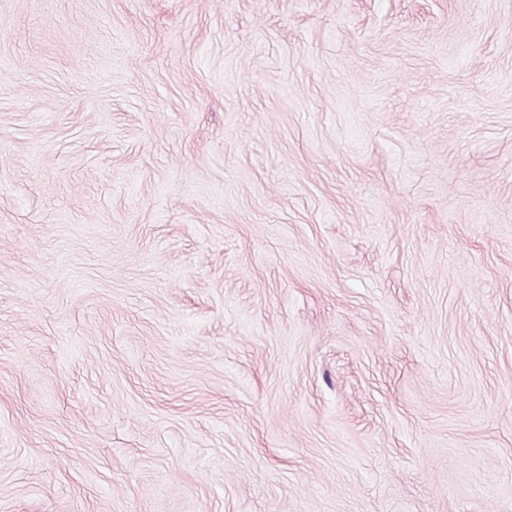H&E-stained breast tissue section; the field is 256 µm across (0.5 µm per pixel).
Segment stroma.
Instances as JSON below:
<instances>
[{"label": "stroma", "mask_w": 512, "mask_h": 512, "mask_svg": "<svg viewBox=\"0 0 512 512\" xmlns=\"http://www.w3.org/2000/svg\"><path fill=\"white\" fill-rule=\"evenodd\" d=\"M0 512H512V0H0Z\"/></svg>", "instance_id": "obj_1"}]
</instances>
